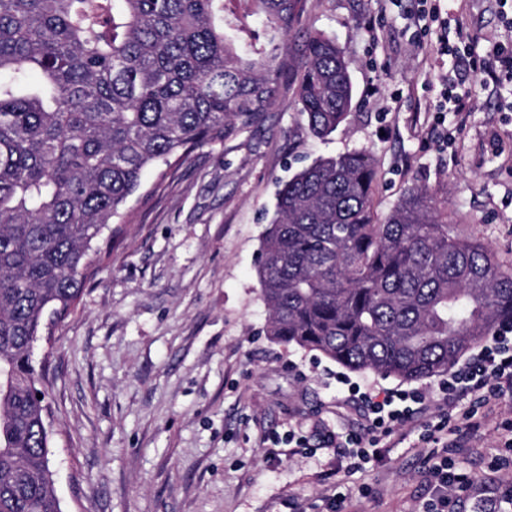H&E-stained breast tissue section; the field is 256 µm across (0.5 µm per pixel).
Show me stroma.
<instances>
[{
    "mask_svg": "<svg viewBox=\"0 0 512 512\" xmlns=\"http://www.w3.org/2000/svg\"><path fill=\"white\" fill-rule=\"evenodd\" d=\"M432 7L469 29L476 55L512 39L499 0H309L305 26L350 61L354 98L336 131L312 137L285 96L262 127L145 171L118 244L99 239L104 256L79 303L33 347L63 512H325L339 495L344 512H422L432 478L420 421L361 468L323 445L326 433L368 424L348 384L400 380L272 340L257 267L282 182L354 151L373 159L377 218L424 187L455 232L512 263V87L438 113L443 75H475L437 54L435 35L420 36L417 17ZM510 419L508 397L467 447L448 451L478 489L512 481V466H489L496 454L512 459L499 427ZM292 431L307 447L288 445Z\"/></svg>",
    "mask_w": 512,
    "mask_h": 512,
    "instance_id": "stroma-1",
    "label": "stroma"
}]
</instances>
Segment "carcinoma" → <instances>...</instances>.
Returning a JSON list of instances; mask_svg holds the SVG:
<instances>
[{
	"label": "carcinoma",
	"mask_w": 512,
	"mask_h": 512,
	"mask_svg": "<svg viewBox=\"0 0 512 512\" xmlns=\"http://www.w3.org/2000/svg\"><path fill=\"white\" fill-rule=\"evenodd\" d=\"M307 0H0V512H62L31 348L80 298L144 170L259 128L292 93L311 134L351 111ZM364 152L283 183L260 243L267 335L403 382L512 319V266L451 234L426 189L375 220Z\"/></svg>",
	"instance_id": "cac0c4a2"
}]
</instances>
